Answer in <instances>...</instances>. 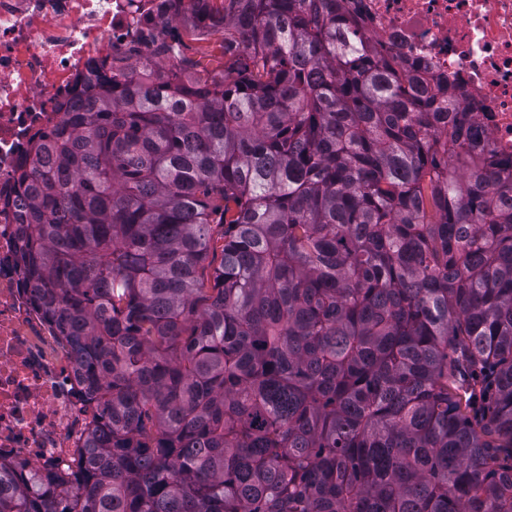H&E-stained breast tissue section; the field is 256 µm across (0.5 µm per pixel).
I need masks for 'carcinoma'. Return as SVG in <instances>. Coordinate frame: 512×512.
<instances>
[{
	"instance_id": "obj_1",
	"label": "carcinoma",
	"mask_w": 512,
	"mask_h": 512,
	"mask_svg": "<svg viewBox=\"0 0 512 512\" xmlns=\"http://www.w3.org/2000/svg\"><path fill=\"white\" fill-rule=\"evenodd\" d=\"M344 2L190 6L223 68L163 40L35 135L26 283L101 424L0 512H512L508 161Z\"/></svg>"
}]
</instances>
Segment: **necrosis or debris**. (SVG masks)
Masks as SVG:
<instances>
[{
    "mask_svg": "<svg viewBox=\"0 0 512 512\" xmlns=\"http://www.w3.org/2000/svg\"><path fill=\"white\" fill-rule=\"evenodd\" d=\"M360 35L463 90L474 141L512 158V0H347ZM175 0H0V461L76 474L99 424L64 336L24 283L19 169L37 133L98 89L97 73L149 61Z\"/></svg>",
    "mask_w": 512,
    "mask_h": 512,
    "instance_id": "obj_1",
    "label": "necrosis or debris"
}]
</instances>
